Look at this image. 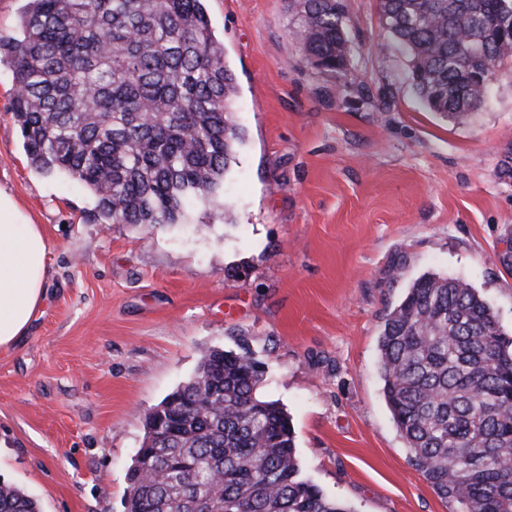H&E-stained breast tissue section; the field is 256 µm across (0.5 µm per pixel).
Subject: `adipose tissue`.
<instances>
[{
    "mask_svg": "<svg viewBox=\"0 0 512 512\" xmlns=\"http://www.w3.org/2000/svg\"><path fill=\"white\" fill-rule=\"evenodd\" d=\"M48 242L40 225L0 191V349L25 336L48 283Z\"/></svg>",
    "mask_w": 512,
    "mask_h": 512,
    "instance_id": "adipose-tissue-1",
    "label": "adipose tissue"
}]
</instances>
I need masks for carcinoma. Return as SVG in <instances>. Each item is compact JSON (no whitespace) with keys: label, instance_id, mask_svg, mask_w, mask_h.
<instances>
[{"label":"carcinoma","instance_id":"cac0c4a2","mask_svg":"<svg viewBox=\"0 0 512 512\" xmlns=\"http://www.w3.org/2000/svg\"><path fill=\"white\" fill-rule=\"evenodd\" d=\"M205 0H26L16 35L12 112L30 162L88 188L103 224H179L197 201L223 224L224 177L243 133L235 79ZM293 36L307 62L348 74L343 0H298ZM388 42L408 57L429 111L479 110L491 75L512 61V0H378ZM383 394L411 464L456 512H512V340L469 284L413 281L378 341ZM244 345L213 349L183 384L197 400L178 434L145 433L157 463L129 470L124 512H354L302 476L294 429L258 395L264 374ZM0 512H40L0 483Z\"/></svg>","mask_w":512,"mask_h":512}]
</instances>
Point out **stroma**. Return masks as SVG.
<instances>
[{"label":"stroma","mask_w":512,"mask_h":512,"mask_svg":"<svg viewBox=\"0 0 512 512\" xmlns=\"http://www.w3.org/2000/svg\"><path fill=\"white\" fill-rule=\"evenodd\" d=\"M351 78L307 62L288 0H206L245 132L228 224H103L81 183L28 160L0 61V190L49 243L28 332L0 350V481L40 512H123L146 414L212 349L266 362L306 478L355 512H455L411 465L378 340L423 273L469 283L512 334V68L475 115L419 102L377 0H345Z\"/></svg>","instance_id":"obj_1"}]
</instances>
